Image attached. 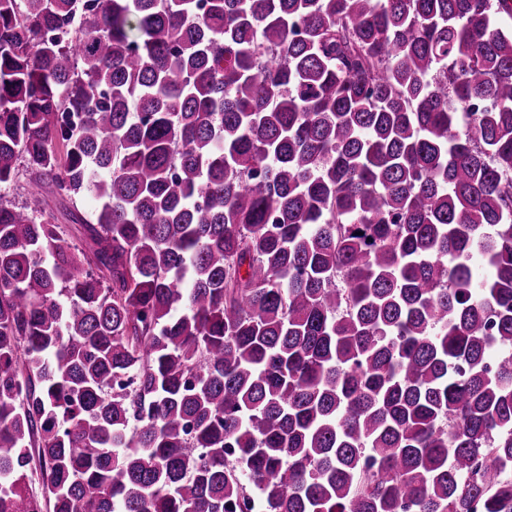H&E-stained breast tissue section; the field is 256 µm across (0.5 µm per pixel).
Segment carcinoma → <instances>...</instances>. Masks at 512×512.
Wrapping results in <instances>:
<instances>
[{
	"label": "carcinoma",
	"instance_id": "cac0c4a2",
	"mask_svg": "<svg viewBox=\"0 0 512 512\" xmlns=\"http://www.w3.org/2000/svg\"><path fill=\"white\" fill-rule=\"evenodd\" d=\"M501 13L0 0V512H512Z\"/></svg>",
	"mask_w": 512,
	"mask_h": 512
}]
</instances>
